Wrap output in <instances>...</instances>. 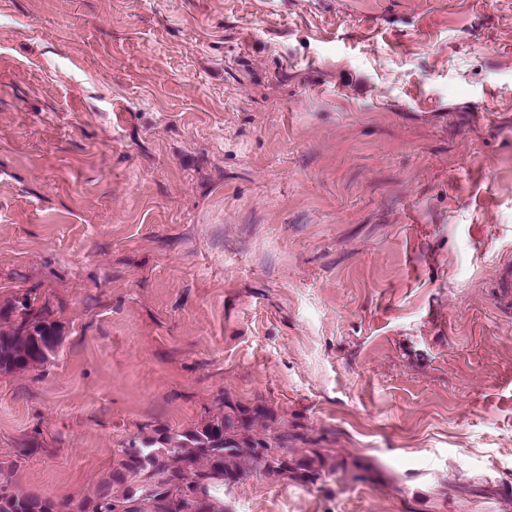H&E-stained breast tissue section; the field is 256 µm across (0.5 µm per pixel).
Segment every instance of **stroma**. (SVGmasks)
Segmentation results:
<instances>
[{
    "label": "stroma",
    "instance_id": "1",
    "mask_svg": "<svg viewBox=\"0 0 512 512\" xmlns=\"http://www.w3.org/2000/svg\"><path fill=\"white\" fill-rule=\"evenodd\" d=\"M509 267L512 0H0V295L65 326L15 492L227 400L365 467L230 512H512Z\"/></svg>",
    "mask_w": 512,
    "mask_h": 512
}]
</instances>
